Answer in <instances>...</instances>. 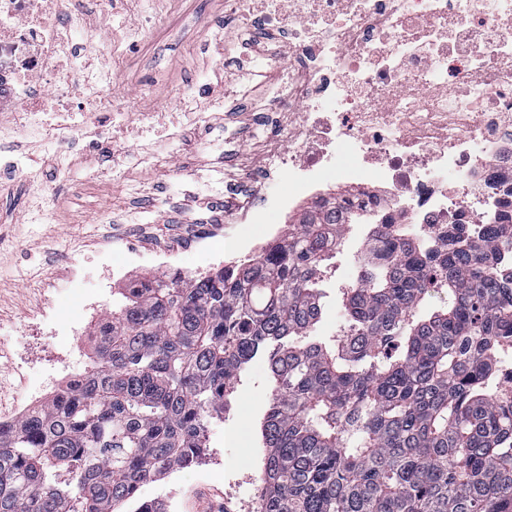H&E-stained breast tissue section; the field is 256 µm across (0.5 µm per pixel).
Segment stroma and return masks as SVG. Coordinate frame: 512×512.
Returning <instances> with one entry per match:
<instances>
[{
  "mask_svg": "<svg viewBox=\"0 0 512 512\" xmlns=\"http://www.w3.org/2000/svg\"><path fill=\"white\" fill-rule=\"evenodd\" d=\"M88 25L118 31L133 42L112 99L126 102L130 111L151 112L158 127L179 121L178 100L192 81L209 74L212 66L203 45L229 32L224 0H158L152 23H143L134 0H116L113 10L86 4ZM243 142L256 141L250 109L239 106L191 130L179 140L152 143L158 156L154 170L134 169L110 174L104 180L88 176L89 161L74 155L67 174L43 162L44 150L33 136L19 137L17 152L40 157L34 176L21 177L0 189V408L9 409L23 388L11 358L23 353L33 370L44 367L42 349L48 339L21 330L32 321L44 298L68 303L69 280L80 274L86 288H95L104 269V253L122 263L112 281L122 288L144 277H159L164 263L184 266L188 273L212 272L224 255L227 238L240 226L224 213V181L229 174L251 169V157L226 165L217 150L225 130ZM219 225L222 236L208 251H198L194 240L203 225ZM137 250L136 261H124L125 249ZM353 250L336 258L335 271L324 284L323 315L318 334L335 335L343 321L338 290L353 265ZM271 393L265 359L248 363L229 405L211 420L206 450L198 463L162 474L141 485V500L166 497L177 501L180 512H196L199 501L226 504L231 493L224 477V458L234 456L246 472L260 474L261 423Z\"/></svg>",
  "mask_w": 512,
  "mask_h": 512,
  "instance_id": "35a3bbf8",
  "label": "stroma"
}]
</instances>
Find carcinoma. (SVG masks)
Here are the masks:
<instances>
[{"instance_id": "1", "label": "carcinoma", "mask_w": 512, "mask_h": 512, "mask_svg": "<svg viewBox=\"0 0 512 512\" xmlns=\"http://www.w3.org/2000/svg\"><path fill=\"white\" fill-rule=\"evenodd\" d=\"M495 224H453L444 241L378 225L386 259L362 258L327 338L342 224L312 211L232 268L119 289L81 375L0 426V512H119L200 457L259 353L274 388L257 512H512V407L495 396L512 209ZM433 292L444 299L428 307Z\"/></svg>"}]
</instances>
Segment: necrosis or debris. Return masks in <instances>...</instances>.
<instances>
[{"instance_id": "obj_1", "label": "necrosis or debris", "mask_w": 512, "mask_h": 512, "mask_svg": "<svg viewBox=\"0 0 512 512\" xmlns=\"http://www.w3.org/2000/svg\"><path fill=\"white\" fill-rule=\"evenodd\" d=\"M51 3L0 0V112L5 134L40 135L63 172L76 113L99 109L125 49L95 27L73 40ZM224 14L248 56L232 70L225 41L207 43L212 75L179 112L196 126L218 82L225 111L247 105L269 128L250 178L227 187L240 223L273 240L288 232L283 211L333 209L359 216L366 242L378 224L483 231L512 202V0H225ZM85 153L116 171L152 164L98 134ZM337 182L345 194H331ZM72 291L78 315L48 325V370L65 377L87 313H105L81 282Z\"/></svg>"}]
</instances>
